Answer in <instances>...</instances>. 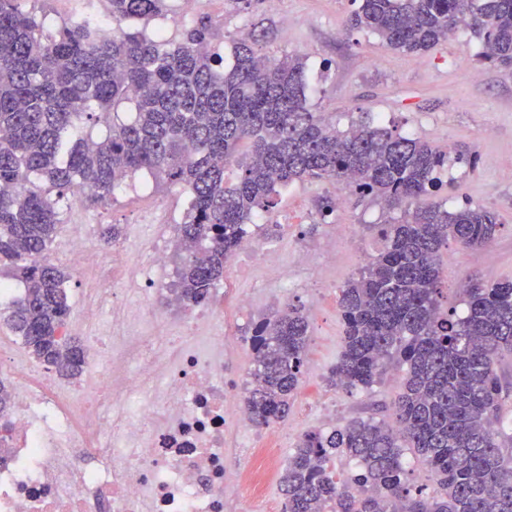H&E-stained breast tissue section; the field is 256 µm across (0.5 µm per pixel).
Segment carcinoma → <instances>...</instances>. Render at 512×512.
Masks as SVG:
<instances>
[{"label":"carcinoma","instance_id":"1","mask_svg":"<svg viewBox=\"0 0 512 512\" xmlns=\"http://www.w3.org/2000/svg\"><path fill=\"white\" fill-rule=\"evenodd\" d=\"M0 0V263L22 283L8 324L32 358L76 380L84 348L64 334L70 272L45 261L61 223L58 199L86 186L105 204L147 171L189 195L171 291L205 305L249 226L296 181L339 180L401 216L381 225L377 255L339 288L344 346L330 386L369 390L404 371L394 423L373 418L305 433L281 476L284 512H512V389L498 366L512 358V280L467 279L464 315L444 305L440 253L453 242H493L498 216L469 202L448 210L437 173L448 154L365 116L345 130L312 110L305 58H269L237 42L232 62L210 48L205 17L173 40L133 29L167 0H99L104 11L54 27ZM118 25L100 34L102 18ZM352 27L391 50L428 51L460 28L482 61L512 67V0H361ZM122 105L132 116L120 117ZM104 122L96 138L87 125ZM234 166L237 174L227 177ZM309 345V319L287 304L253 328L256 427L288 417ZM10 387L0 380V421ZM429 468L433 494L412 491L405 451ZM353 468L340 477L336 458Z\"/></svg>","mask_w":512,"mask_h":512}]
</instances>
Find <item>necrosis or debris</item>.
I'll list each match as a JSON object with an SVG mask.
<instances>
[{
  "label": "necrosis or debris",
  "instance_id": "4bbe7bcc",
  "mask_svg": "<svg viewBox=\"0 0 512 512\" xmlns=\"http://www.w3.org/2000/svg\"><path fill=\"white\" fill-rule=\"evenodd\" d=\"M77 271L102 276L84 306L92 319L110 312L122 324L111 356L90 376L61 387L39 366L0 348V376L15 387L9 428H0V512H87L89 500L112 512H224L225 492L263 496L277 450L250 431L242 405L224 386V305L189 310L178 335L143 336L131 324L150 305L128 306L85 230L66 244ZM240 425L245 465L224 450Z\"/></svg>",
  "mask_w": 512,
  "mask_h": 512
}]
</instances>
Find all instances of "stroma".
Returning <instances> with one entry per match:
<instances>
[{"instance_id": "35a3bbf8", "label": "stroma", "mask_w": 512, "mask_h": 512, "mask_svg": "<svg viewBox=\"0 0 512 512\" xmlns=\"http://www.w3.org/2000/svg\"><path fill=\"white\" fill-rule=\"evenodd\" d=\"M360 0H256L241 11L235 0H170L171 11L185 20L200 16L210 23L214 45L230 52L234 42L250 39L270 55L295 53L307 58L309 101L314 111L335 118L347 128L362 113L381 119L431 142L439 150L465 146L476 155L469 168L452 167L444 175L449 183L443 195L448 209L469 202L494 211L501 224L486 248L467 250L449 245L440 255L449 305H458V290L468 277L489 282L512 280V167L502 164L512 155V68H496L477 59L480 42L461 30L431 50L411 55L386 48L373 33L351 28L348 20ZM337 207L331 216L320 214L323 199ZM62 224L47 255L65 267L62 246L78 225L92 227L94 249L111 255L120 248L132 259L147 255L158 238L175 244L176 229L187 211V196L179 186L139 172L105 206L74 203L72 194L58 202ZM288 221L269 227L257 238L261 247L277 249L289 261L287 276L295 280L285 296H277L278 283L261 270L232 257L224 278L229 288L249 293L247 308L224 303V326L234 335L248 337L254 325L271 312L292 303L303 306L310 319V342L304 373L285 421L290 429L272 468L276 474L261 498L226 502V512H283L285 497L277 480L299 438L306 432L344 425L362 417L389 419L390 404L399 390L401 373L388 371L371 390L346 393L327 385L325 377L343 346L344 326L338 290L370 261L377 243V225L395 218L384 203L358 200L340 181H304L277 197L271 210ZM118 225L115 246L100 239L102 227ZM346 224L349 234L334 238L331 227ZM311 255L306 266L290 262L295 248ZM334 251L330 265H322V252ZM89 277L72 272L66 284L70 305L67 330L78 340L104 332L110 317L81 328L83 290Z\"/></svg>"}]
</instances>
